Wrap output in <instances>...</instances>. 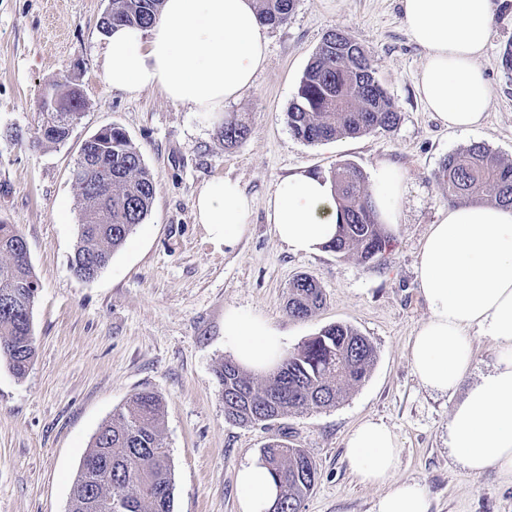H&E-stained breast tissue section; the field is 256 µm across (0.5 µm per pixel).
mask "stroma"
Returning <instances> with one entry per match:
<instances>
[{
  "label": "stroma",
  "instance_id": "1",
  "mask_svg": "<svg viewBox=\"0 0 512 512\" xmlns=\"http://www.w3.org/2000/svg\"><path fill=\"white\" fill-rule=\"evenodd\" d=\"M488 3L494 23L478 64L492 100L475 131L449 129L426 109L416 86L424 51L410 39L398 0H295L288 21L267 30V62L253 86L224 106L249 129L229 146L209 114L157 89L108 86L99 27L107 0H0V222L24 235L39 281L34 363L19 378L0 362V512H69L98 430L141 391L164 403L174 512H240V469L281 438L318 468L303 512H374L384 489L357 481L345 448L351 429L369 417L399 437L397 476L425 487L429 512H512V478L493 468L476 477L456 461L447 445L456 397L425 389L408 357L429 316L415 265L447 205L434 178L441 161L475 142L512 159V79L501 67L512 7ZM332 29L368 50L400 115L392 131L316 145L291 132L288 106ZM71 87L83 93L81 119L65 142L33 144L43 96ZM112 124L140 150L157 192L145 223L85 281L70 268L81 222L71 171L82 143ZM381 161L395 165L407 186L381 261L325 249L296 255L276 238L268 199L281 178L298 169L324 176L341 163L368 176ZM217 177L238 181L253 200L247 234L225 252L209 244L192 207ZM301 274L314 278L325 303L298 320L285 305ZM231 308L268 321L291 349L330 324L352 325L372 342L374 365L340 404L269 425L230 422L216 370L231 357L224 346Z\"/></svg>",
  "mask_w": 512,
  "mask_h": 512
}]
</instances>
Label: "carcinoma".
Returning a JSON list of instances; mask_svg holds the SVG:
<instances>
[{
  "label": "carcinoma",
  "instance_id": "1",
  "mask_svg": "<svg viewBox=\"0 0 512 512\" xmlns=\"http://www.w3.org/2000/svg\"><path fill=\"white\" fill-rule=\"evenodd\" d=\"M110 2V18L100 23L113 29L152 25L163 0ZM258 2L260 20L267 26L286 23L295 4V0ZM287 119L295 137L315 145L389 132L398 124L399 114L366 48L334 29L325 34L308 65ZM247 134V126L236 119L224 122L225 142L236 143ZM329 178L343 221L325 249L355 255L365 263L378 260L386 250L387 236L376 220L363 172L351 163L338 164ZM72 179L81 224L70 268L92 279L145 222L157 181L126 132L116 126L98 141L91 163L76 162ZM436 179L450 205L494 202L512 206V162L497 159L482 143L448 155ZM96 183L105 187V194L93 191ZM23 241L16 225L0 224V360L17 377L26 374L36 354L32 309L39 288L29 261L22 257ZM322 303V289L313 278L300 275L293 280L287 302L290 316L305 319ZM374 360L370 340L342 323L324 327L286 353L263 385L227 360L216 371L223 389L224 415L247 425L332 406L366 379ZM163 412L162 399L142 391L100 428L83 458L70 512H114L113 503L119 497L126 500L125 512H174L171 464L158 432ZM261 460L279 487L275 512H302V503L318 480L315 462L303 449L283 440L265 445Z\"/></svg>",
  "mask_w": 512,
  "mask_h": 512
}]
</instances>
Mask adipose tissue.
Wrapping results in <instances>:
<instances>
[{"label": "adipose tissue", "mask_w": 512, "mask_h": 512, "mask_svg": "<svg viewBox=\"0 0 512 512\" xmlns=\"http://www.w3.org/2000/svg\"><path fill=\"white\" fill-rule=\"evenodd\" d=\"M409 36L425 52L418 87L426 108L446 127L470 132L488 110L492 90L478 59L493 12L484 0H400ZM268 36L256 0H164L148 28L107 35L101 66L112 89L160 90L172 102L222 119L227 102L252 87L267 58ZM377 220L397 228L404 178L381 163L373 171ZM195 219L218 249H234L248 229L252 200L219 177L193 200ZM277 238L294 253L320 251L336 235L340 211L330 180L306 171L280 179L268 200ZM416 280L430 312L409 346L411 369L428 390L463 386L472 363L469 335L497 346L492 372L465 386L448 419V446L470 474L495 468L512 476V208L463 204L443 209L419 250ZM224 339L241 367L265 371L283 357L281 335L265 321L231 309ZM347 461L359 483L387 485L374 512H429L424 488L397 480L402 445L383 421L361 420L349 433ZM241 512H271L279 489L253 460L238 473Z\"/></svg>", "instance_id": "1"}]
</instances>
